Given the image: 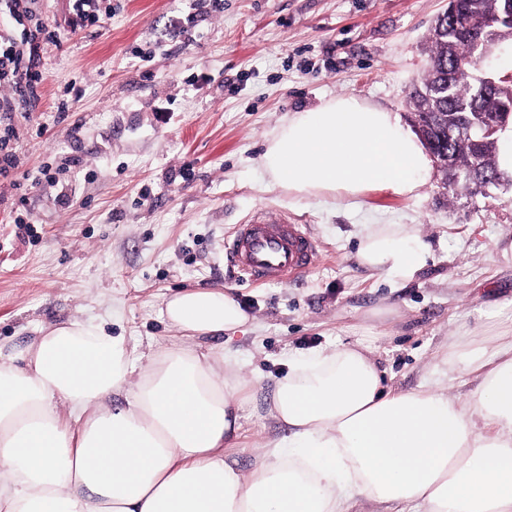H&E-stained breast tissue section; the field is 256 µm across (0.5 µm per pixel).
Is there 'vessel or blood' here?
Masks as SVG:
<instances>
[{"label":"vessel or blood","mask_w":512,"mask_h":512,"mask_svg":"<svg viewBox=\"0 0 512 512\" xmlns=\"http://www.w3.org/2000/svg\"><path fill=\"white\" fill-rule=\"evenodd\" d=\"M317 252L304 225L256 210L224 240V256L253 284L288 282L304 273Z\"/></svg>","instance_id":"b4317fda"}]
</instances>
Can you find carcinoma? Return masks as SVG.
<instances>
[{"mask_svg": "<svg viewBox=\"0 0 512 512\" xmlns=\"http://www.w3.org/2000/svg\"><path fill=\"white\" fill-rule=\"evenodd\" d=\"M458 11L497 15L500 34L488 39L480 50L470 40L451 30L433 33L429 39L428 65L424 76L409 94V104L417 112L432 113L436 141L449 166L470 177L487 181L512 182V174L499 167L502 130H491L484 118L512 109V81L494 78L497 86L480 92L487 73L469 59L482 56L490 62L495 50L512 45V21L505 11V0H457Z\"/></svg>", "mask_w": 512, "mask_h": 512, "instance_id": "carcinoma-1", "label": "carcinoma"}]
</instances>
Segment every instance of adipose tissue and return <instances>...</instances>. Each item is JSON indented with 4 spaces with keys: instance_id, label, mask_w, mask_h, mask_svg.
Segmentation results:
<instances>
[{
    "instance_id": "ef3b65f1",
    "label": "adipose tissue",
    "mask_w": 512,
    "mask_h": 512,
    "mask_svg": "<svg viewBox=\"0 0 512 512\" xmlns=\"http://www.w3.org/2000/svg\"><path fill=\"white\" fill-rule=\"evenodd\" d=\"M261 164L296 196L352 204L415 195L431 170L398 115L354 97L293 113ZM428 253L410 226L379 224L357 258L406 281ZM163 316L183 340L141 366L125 336L79 320L0 350V512H355L363 498L384 512H512V340L486 352L451 338L449 373L476 383L464 399L392 389L360 347L297 359L271 409L292 435L246 473L225 459L245 383L190 342L247 313L211 288L171 295Z\"/></svg>"
}]
</instances>
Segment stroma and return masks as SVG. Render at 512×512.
Segmentation results:
<instances>
[{
    "mask_svg": "<svg viewBox=\"0 0 512 512\" xmlns=\"http://www.w3.org/2000/svg\"><path fill=\"white\" fill-rule=\"evenodd\" d=\"M446 0H112L101 26L71 33V0H35L46 80L23 103L0 85V136L17 165L0 176V344L22 347L73 319L128 339L131 357L178 340L161 310L185 288L229 290L242 328L203 337L249 382L228 452L251 471L286 436L270 416L291 359L362 346L387 384L411 390L443 367L448 340L512 333V187L443 196L432 171L417 195L359 205L297 199L264 171L267 141L292 113L350 96L409 124L408 92ZM67 99L68 111L57 109ZM56 173L47 182L44 170ZM303 224L318 251L291 283L255 286L224 260V238L257 208ZM375 224H409L431 253L412 280L363 267Z\"/></svg>",
    "mask_w": 512,
    "mask_h": 512,
    "instance_id": "35a3bbf8",
    "label": "stroma"
}]
</instances>
